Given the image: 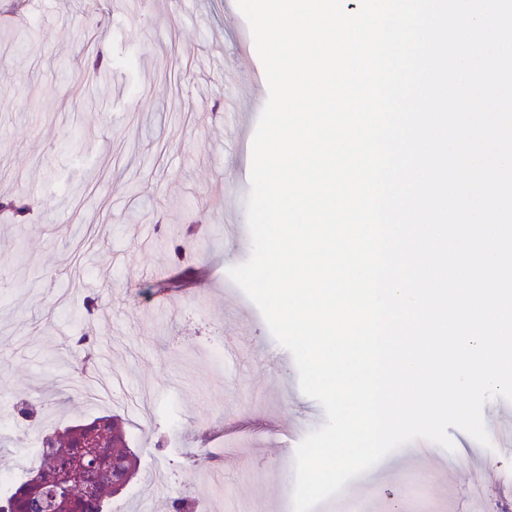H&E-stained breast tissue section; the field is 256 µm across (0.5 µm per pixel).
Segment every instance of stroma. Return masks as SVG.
I'll return each mask as SVG.
<instances>
[{
    "label": "stroma",
    "mask_w": 512,
    "mask_h": 512,
    "mask_svg": "<svg viewBox=\"0 0 512 512\" xmlns=\"http://www.w3.org/2000/svg\"><path fill=\"white\" fill-rule=\"evenodd\" d=\"M236 0H0V197L24 192L27 223L0 213V475L36 464L30 432L100 415L121 418L140 472L111 512L171 498L201 512H292L295 453L326 422L304 395L292 355L261 313L224 296L252 247L245 204L252 152L224 144L227 98L261 113L263 65ZM104 53L107 82L83 80L87 49ZM239 188L235 223L219 188ZM193 218L177 264L156 224ZM97 297L92 317L79 315ZM90 330L121 381L93 400L73 375L71 341ZM237 347L236 361L221 350ZM483 446L453 428L454 467H403L417 442L389 453L371 512H465L483 478L484 512L512 497V405L483 407Z\"/></svg>",
    "instance_id": "35a3bbf8"
}]
</instances>
